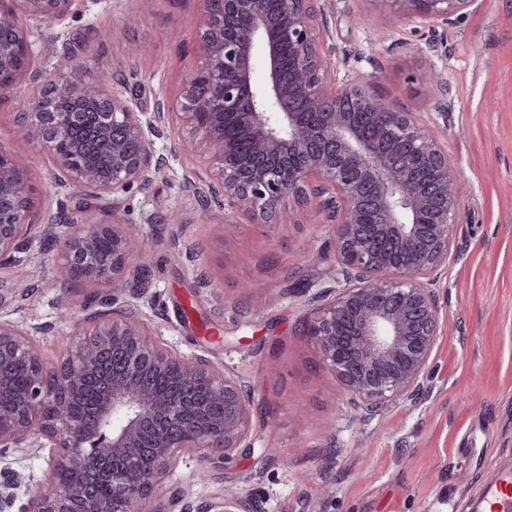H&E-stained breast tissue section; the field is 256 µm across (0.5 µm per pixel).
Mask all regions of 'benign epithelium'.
Segmentation results:
<instances>
[{"mask_svg":"<svg viewBox=\"0 0 512 512\" xmlns=\"http://www.w3.org/2000/svg\"><path fill=\"white\" fill-rule=\"evenodd\" d=\"M0 8V72L17 47H31L23 19L64 15L72 0H9ZM408 21L432 28L477 0H379ZM203 25L195 64L176 102L190 130L184 151L198 162L202 204H217L254 224H286V204L310 207L334 225L336 265L304 325L322 362L369 414L420 395L441 335L434 286L448 268L461 185L448 153L404 108L387 103L374 83L336 87L314 21L320 0H199ZM262 49L265 81H254ZM290 61L284 63L283 49ZM83 111H49L54 98ZM164 105L133 112L124 83L94 81L80 64L48 73L22 122L23 136L51 151L76 189L117 195L148 181L165 162L155 149ZM0 259L9 260L39 226L44 195L21 159L0 153ZM60 275L105 286L139 280L136 233L117 220L67 224L58 237ZM97 312L53 365L33 341L35 328L0 319V455L48 450L44 479L19 512H169L151 507L183 454L212 464L254 449L252 401L232 372L159 342L137 302L105 295ZM28 367L18 392L13 372ZM85 402L84 412L71 406ZM85 480L62 487L58 472ZM112 485L101 498L95 487ZM18 475L0 476V512H11ZM205 512H252L226 489Z\"/></svg>","mask_w":512,"mask_h":512,"instance_id":"benign-epithelium-1","label":"benign epithelium"}]
</instances>
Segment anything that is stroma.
<instances>
[{
    "mask_svg": "<svg viewBox=\"0 0 512 512\" xmlns=\"http://www.w3.org/2000/svg\"><path fill=\"white\" fill-rule=\"evenodd\" d=\"M320 5V39L337 82L371 78L389 102L415 112L447 147L463 184L448 268L436 285L441 337L415 400L354 413L302 334L314 309L303 293L321 287L336 263L332 225L302 210L291 224L244 221L222 234L223 210H202L194 193L199 180L179 121H167L156 143L167 165L113 197L70 187L22 137L17 119L44 72L71 60L86 63L94 80L125 76L133 111L174 98L195 60L196 0H73L62 16L28 20L34 57L0 94V152L24 158L50 213L133 225L151 263L144 317L179 352L229 367L250 391L256 453L219 469L184 455L162 493L172 512L181 509L176 489L204 512L227 487L254 512H474L485 486L512 471V0H478L436 29L408 23L378 0ZM135 46L143 56H131ZM432 70L450 89L442 113L429 106ZM175 212L181 223H169ZM58 261L56 249L32 238L18 261L0 262V315L39 328L51 364L75 331L58 323L61 306L82 318L106 293L61 283ZM267 445L273 455L261 454ZM46 468L43 450L0 458V471L21 476L22 500Z\"/></svg>",
    "mask_w": 512,
    "mask_h": 512,
    "instance_id": "stroma-1",
    "label": "stroma"
}]
</instances>
